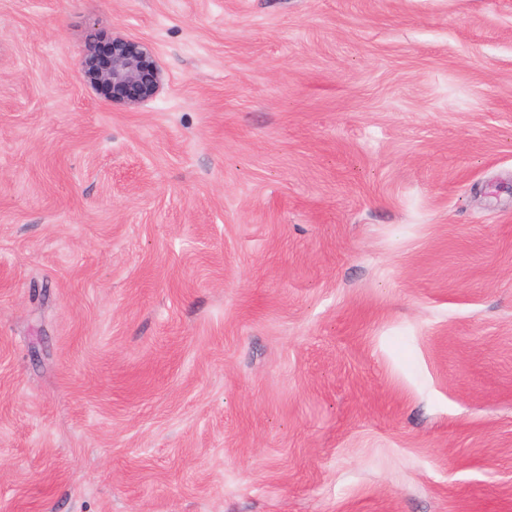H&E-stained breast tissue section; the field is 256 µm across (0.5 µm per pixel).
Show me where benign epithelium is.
<instances>
[{
	"label": "benign epithelium",
	"mask_w": 512,
	"mask_h": 512,
	"mask_svg": "<svg viewBox=\"0 0 512 512\" xmlns=\"http://www.w3.org/2000/svg\"><path fill=\"white\" fill-rule=\"evenodd\" d=\"M84 83L112 103L128 108L155 97L164 74L152 46L126 36L112 37L108 52L90 42L80 59Z\"/></svg>",
	"instance_id": "1"
}]
</instances>
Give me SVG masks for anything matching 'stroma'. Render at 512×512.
<instances>
[{
	"label": "stroma",
	"mask_w": 512,
	"mask_h": 512,
	"mask_svg": "<svg viewBox=\"0 0 512 512\" xmlns=\"http://www.w3.org/2000/svg\"><path fill=\"white\" fill-rule=\"evenodd\" d=\"M0 512H512V0H0ZM79 65L87 86L112 104L128 108L155 97L164 86V74L152 46L126 36H113L106 54L89 42Z\"/></svg>",
	"instance_id": "1"
}]
</instances>
